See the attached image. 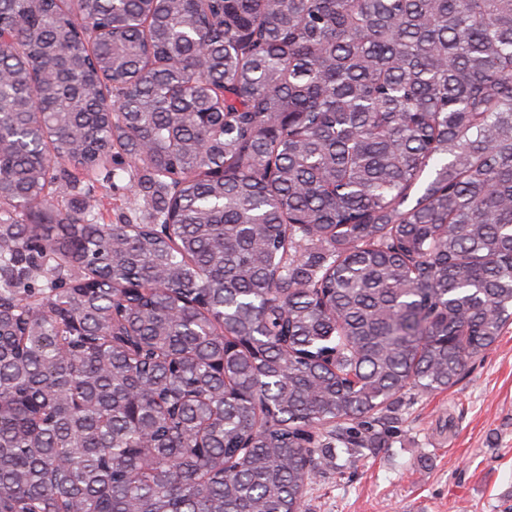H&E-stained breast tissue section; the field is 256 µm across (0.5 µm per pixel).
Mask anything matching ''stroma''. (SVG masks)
I'll return each mask as SVG.
<instances>
[{"mask_svg": "<svg viewBox=\"0 0 512 512\" xmlns=\"http://www.w3.org/2000/svg\"><path fill=\"white\" fill-rule=\"evenodd\" d=\"M97 197L108 224L143 204L125 179ZM362 432L379 435L378 447L352 464L335 453L308 486L304 512H512V328L455 386L407 391Z\"/></svg>", "mask_w": 512, "mask_h": 512, "instance_id": "35a3bbf8", "label": "stroma"}]
</instances>
